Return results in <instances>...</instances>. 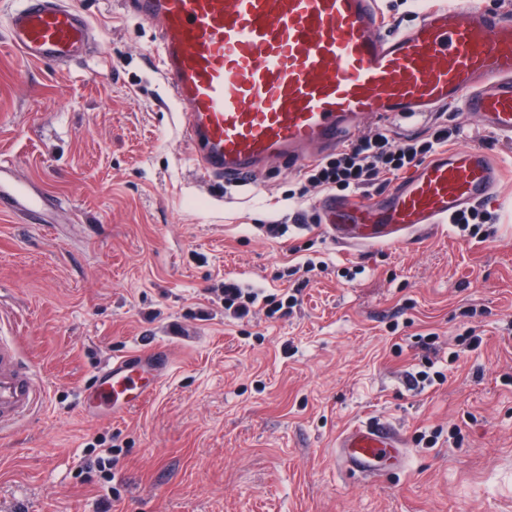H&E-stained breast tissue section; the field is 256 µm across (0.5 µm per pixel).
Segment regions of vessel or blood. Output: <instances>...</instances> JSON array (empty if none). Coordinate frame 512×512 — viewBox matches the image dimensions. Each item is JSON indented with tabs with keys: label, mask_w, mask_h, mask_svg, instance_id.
Returning a JSON list of instances; mask_svg holds the SVG:
<instances>
[{
	"label": "vessel or blood",
	"mask_w": 512,
	"mask_h": 512,
	"mask_svg": "<svg viewBox=\"0 0 512 512\" xmlns=\"http://www.w3.org/2000/svg\"><path fill=\"white\" fill-rule=\"evenodd\" d=\"M157 33L155 59L182 109L181 137L199 175L250 184L274 160L333 151L361 122L429 116L458 103L485 132L512 140V15L446 0L409 27L384 26L381 0H119ZM10 47L65 68L92 53L93 28L71 0H11ZM503 170L478 149L444 153L376 202L336 195L317 208L339 244L403 247L430 225L493 198ZM44 197L0 162V211L40 223ZM151 355L113 358L79 392L122 413L152 394ZM44 390L13 342L0 339V434L32 414ZM402 462L398 430L360 421L336 438L340 469L373 482Z\"/></svg>",
	"instance_id": "b4317fda"
}]
</instances>
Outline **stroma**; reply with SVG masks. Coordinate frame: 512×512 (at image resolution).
Instances as JSON below:
<instances>
[{"instance_id": "35a3bbf8", "label": "stroma", "mask_w": 512, "mask_h": 512, "mask_svg": "<svg viewBox=\"0 0 512 512\" xmlns=\"http://www.w3.org/2000/svg\"><path fill=\"white\" fill-rule=\"evenodd\" d=\"M72 2L95 48L63 73L12 51L0 11V159L61 203L41 224L0 212V336L47 390L0 439V512H512V144L447 108L449 149L504 169L486 241L445 223L345 249L306 163L239 187L196 174L153 30L117 0ZM309 259L291 314L225 317V279L279 294ZM153 346L171 366L150 399L86 418L79 386ZM421 370L433 382L411 385ZM366 420L395 426L407 458L374 484L332 455ZM106 439L122 449L108 484L82 470Z\"/></svg>"}]
</instances>
